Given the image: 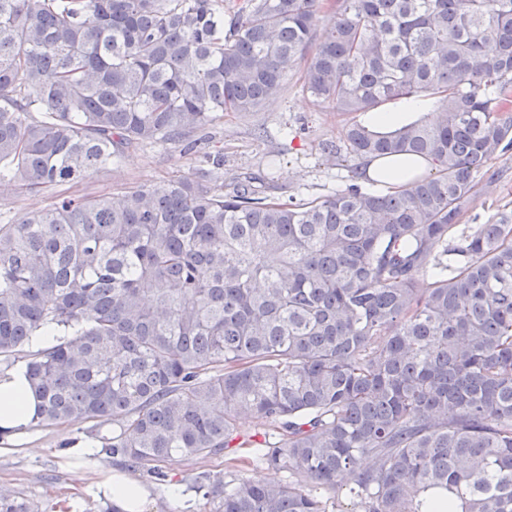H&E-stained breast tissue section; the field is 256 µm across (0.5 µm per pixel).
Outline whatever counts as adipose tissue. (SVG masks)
Listing matches in <instances>:
<instances>
[{"label":"adipose tissue","instance_id":"obj_1","mask_svg":"<svg viewBox=\"0 0 512 512\" xmlns=\"http://www.w3.org/2000/svg\"><path fill=\"white\" fill-rule=\"evenodd\" d=\"M428 161L405 157L366 159L361 171L363 178H382L392 187L405 186L414 176L424 174ZM37 400L30 388L26 368L22 365L0 371V448L25 443L37 425ZM96 490L110 499L118 512H148L150 490L127 476L100 477Z\"/></svg>","mask_w":512,"mask_h":512}]
</instances>
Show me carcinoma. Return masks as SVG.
<instances>
[{"mask_svg": "<svg viewBox=\"0 0 512 512\" xmlns=\"http://www.w3.org/2000/svg\"><path fill=\"white\" fill-rule=\"evenodd\" d=\"M310 49L319 105L438 107L344 131L349 155L433 175L366 191L354 169L286 201L205 168L69 193L131 147L192 154ZM511 103L512 0H0V183L52 198L0 213V361L25 363L39 423L112 424L133 472L249 445L304 477L200 473L208 512H512V212L459 224ZM0 512L41 506L1 491Z\"/></svg>", "mask_w": 512, "mask_h": 512, "instance_id": "cac0c4a2", "label": "carcinoma"}]
</instances>
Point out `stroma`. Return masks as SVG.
Here are the masks:
<instances>
[{
  "label": "stroma",
  "mask_w": 512,
  "mask_h": 512,
  "mask_svg": "<svg viewBox=\"0 0 512 512\" xmlns=\"http://www.w3.org/2000/svg\"><path fill=\"white\" fill-rule=\"evenodd\" d=\"M303 68L288 77V90L253 112H228L210 128L213 139L200 152L183 156L179 151L153 146L126 151L119 167L94 173L83 190L114 193L131 185H159L189 175L205 164V153L223 149L219 180L244 172L271 179L281 198L325 196L343 186L356 158L337 164L329 148L342 144L344 129L366 123L362 112L343 114L315 105L302 91ZM512 211V150L502 154L480 177L478 195L462 218L466 224H485L501 211ZM111 425L91 423L41 425L34 429L28 447L0 454V487L40 502L44 512H93L102 499L93 488L97 473L123 472L124 467L101 448L111 437ZM95 443L92 459H85L78 444ZM226 455L190 461L176 457L163 465L165 480L146 474L136 479L151 492L150 512H205L201 493L191 487V475L206 471L224 473ZM182 488V497L168 496L170 487Z\"/></svg>",
  "instance_id": "stroma-1"
}]
</instances>
